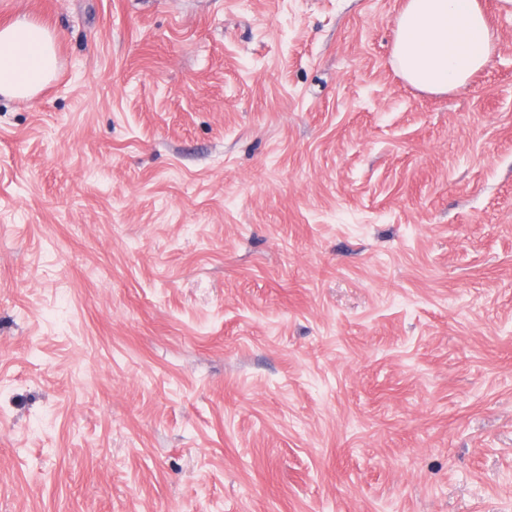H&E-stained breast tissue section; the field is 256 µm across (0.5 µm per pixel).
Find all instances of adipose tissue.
<instances>
[{
	"mask_svg": "<svg viewBox=\"0 0 512 512\" xmlns=\"http://www.w3.org/2000/svg\"><path fill=\"white\" fill-rule=\"evenodd\" d=\"M393 59L412 86L445 93L466 86L490 59L494 34L478 0H406L396 22ZM57 39L17 18L0 24V94L36 95L55 77Z\"/></svg>",
	"mask_w": 512,
	"mask_h": 512,
	"instance_id": "1",
	"label": "adipose tissue"
}]
</instances>
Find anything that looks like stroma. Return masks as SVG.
<instances>
[{"label":"stroma","mask_w":512,"mask_h":512,"mask_svg":"<svg viewBox=\"0 0 512 512\" xmlns=\"http://www.w3.org/2000/svg\"><path fill=\"white\" fill-rule=\"evenodd\" d=\"M0 0V512H512V4ZM396 27L394 63L409 84L429 92L465 87L494 49L477 0H406ZM57 39L47 27L17 18L0 26V94L36 95L55 77Z\"/></svg>","instance_id":"1"}]
</instances>
